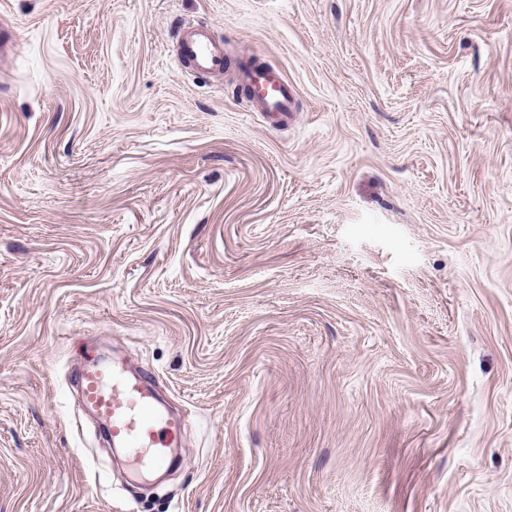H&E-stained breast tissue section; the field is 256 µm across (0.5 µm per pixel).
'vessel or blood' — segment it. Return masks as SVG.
<instances>
[{
  "label": "vessel or blood",
  "instance_id": "obj_1",
  "mask_svg": "<svg viewBox=\"0 0 512 512\" xmlns=\"http://www.w3.org/2000/svg\"><path fill=\"white\" fill-rule=\"evenodd\" d=\"M177 51L195 70L223 74L224 42L205 24L179 30ZM239 79L250 94L251 109L288 120L296 110L297 92L280 71L244 63ZM79 407L96 415L114 447L124 451L136 475L166 467L179 447L185 421L162 406L148 377H134L118 359L95 357L79 376Z\"/></svg>",
  "mask_w": 512,
  "mask_h": 512
}]
</instances>
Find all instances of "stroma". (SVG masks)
Segmentation results:
<instances>
[{
  "label": "stroma",
  "instance_id": "1",
  "mask_svg": "<svg viewBox=\"0 0 512 512\" xmlns=\"http://www.w3.org/2000/svg\"><path fill=\"white\" fill-rule=\"evenodd\" d=\"M282 69L253 112L177 31ZM0 512H512V0H0ZM113 353L186 420L140 489ZM177 51L195 70L211 77L224 74L227 53L224 40L217 38L208 25L183 27L178 32ZM238 76L250 94L253 112L266 113L282 121L292 118L297 110V92L283 72L245 61Z\"/></svg>",
  "mask_w": 512,
  "mask_h": 512
}]
</instances>
